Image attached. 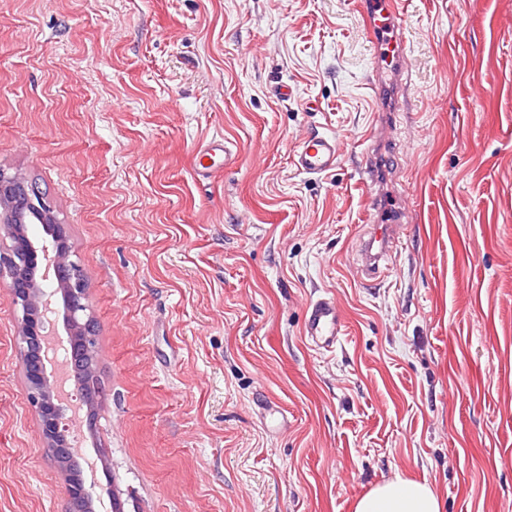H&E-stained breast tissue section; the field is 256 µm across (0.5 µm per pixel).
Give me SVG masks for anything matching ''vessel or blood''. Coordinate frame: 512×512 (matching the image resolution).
<instances>
[{"instance_id":"vessel-or-blood-1","label":"vessel or blood","mask_w":512,"mask_h":512,"mask_svg":"<svg viewBox=\"0 0 512 512\" xmlns=\"http://www.w3.org/2000/svg\"><path fill=\"white\" fill-rule=\"evenodd\" d=\"M358 8L366 20L367 36L391 31L389 51L392 58L403 59L406 47V28L398 8L391 0H358ZM236 161V154L224 137L205 140L193 157L197 178L208 179ZM339 163V146L334 135L323 133L306 137L294 154V165L306 174L333 172ZM405 212H398L386 224L365 225L356 245V262L363 278L377 280L390 275L393 258L401 244L407 226ZM345 332V319L334 296L325 294L312 299L307 306L302 334L313 348L330 351L340 343Z\"/></svg>"}]
</instances>
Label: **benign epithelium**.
I'll use <instances>...</instances> for the list:
<instances>
[{
  "instance_id": "1",
  "label": "benign epithelium",
  "mask_w": 512,
  "mask_h": 512,
  "mask_svg": "<svg viewBox=\"0 0 512 512\" xmlns=\"http://www.w3.org/2000/svg\"><path fill=\"white\" fill-rule=\"evenodd\" d=\"M18 208L30 210L38 223L53 227V250L37 248L17 230L15 210ZM0 226L7 229L12 240L11 253L0 257V264L8 271L13 303L22 312L19 337L25 354L27 399L38 415L42 438L57 463L68 464L83 456V452L70 444L54 443V436L60 432L63 412L69 405L59 394L56 383L49 379L47 364L51 363V358L48 349L56 341L53 318L61 315L70 346L66 363L72 364L77 351L88 359L98 358L99 348L90 328L93 315L86 304L84 281L75 271L77 264L70 260L69 250L63 247L68 238L67 225L57 220L51 201L38 184L20 173L7 175L0 170ZM40 259L44 263V276L52 275L60 283V309L57 308L56 291L47 294L29 287L23 279L27 266ZM66 495V512H76L89 499V491L82 483L68 486Z\"/></svg>"
}]
</instances>
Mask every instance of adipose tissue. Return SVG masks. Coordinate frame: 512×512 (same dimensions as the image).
Segmentation results:
<instances>
[{
	"instance_id": "ef3b65f1",
	"label": "adipose tissue",
	"mask_w": 512,
	"mask_h": 512,
	"mask_svg": "<svg viewBox=\"0 0 512 512\" xmlns=\"http://www.w3.org/2000/svg\"><path fill=\"white\" fill-rule=\"evenodd\" d=\"M441 501L428 482L394 476L359 497L354 512H441Z\"/></svg>"
}]
</instances>
